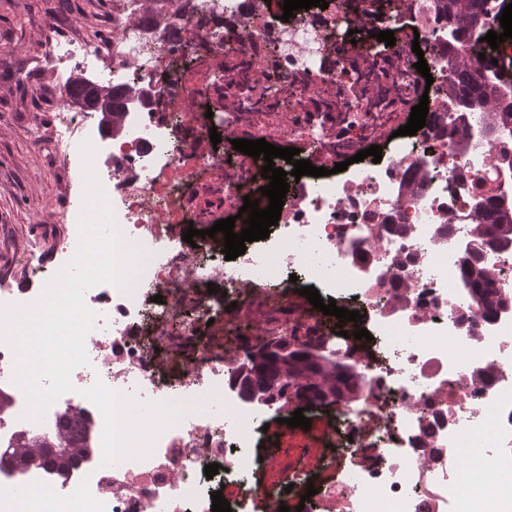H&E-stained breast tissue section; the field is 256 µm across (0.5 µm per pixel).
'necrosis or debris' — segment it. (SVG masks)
<instances>
[{
  "label": "necrosis or debris",
  "mask_w": 512,
  "mask_h": 512,
  "mask_svg": "<svg viewBox=\"0 0 512 512\" xmlns=\"http://www.w3.org/2000/svg\"><path fill=\"white\" fill-rule=\"evenodd\" d=\"M328 2L275 24L271 0H189L180 10L159 0L148 21L141 0H121L112 16L116 38L46 43L60 63L86 55L110 75L131 73L159 102L132 113L112 140L111 172L98 176L139 274L129 294L85 291L94 329L85 341L88 362L72 371V383L83 390L100 382L141 403L184 405L209 396L215 404L185 414L146 458L105 467L94 453L72 468L66 489L49 490L52 476L40 469L0 471V512H22L20 489L31 485L44 487L48 512L76 504L82 512H211L213 494L228 483L239 491L232 512H246L257 473L271 467L252 448L269 411L280 406L247 404L233 385L237 360L254 342L238 343L235 357L224 360L206 340L187 357L172 350L171 339L196 336L212 318L232 324L258 290L280 292L293 275L354 299L372 340L364 346L338 335L309 309L279 326L280 339L296 326L310 328L324 355H352L370 382L365 401L330 402L335 424L322 437L328 454L320 475L298 467L287 483L314 484L315 512H460L451 490L468 450L478 448L481 467L471 478L482 483L488 512H512V499L502 495L512 486V304L484 317L460 274L477 201L491 198L512 210V124L492 121L485 109L458 117L448 71L450 57L472 60L475 76L496 88L498 107L512 105V39L495 50L484 40L500 31L507 0H484L477 27L461 39L437 0H392L386 9L376 0ZM407 21L419 33L430 77L414 66ZM385 30L396 42L373 55V36ZM190 48L199 64L219 55L230 62L224 81L240 104L224 114L227 137L274 140L259 115L288 112L303 159L328 170L290 183L269 237L230 261L223 234L192 247L168 231L190 221V175L215 162L195 154L185 133L181 102L200 96L196 78L165 77ZM269 77L277 93L265 98ZM424 96L429 112L416 135L384 150L380 162H354ZM312 110L325 122L300 120ZM167 112L177 121L164 120ZM343 161L348 169L335 172ZM263 166L247 155L225 163V206L250 198L267 208ZM157 294L162 302H154ZM14 373V354L0 343V394L15 402L0 415V446L34 430ZM213 463L220 470L206 477Z\"/></svg>",
  "instance_id": "obj_1"
}]
</instances>
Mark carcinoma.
<instances>
[{
	"mask_svg": "<svg viewBox=\"0 0 512 512\" xmlns=\"http://www.w3.org/2000/svg\"><path fill=\"white\" fill-rule=\"evenodd\" d=\"M481 0H446L448 13L457 17L459 31L475 26L479 18ZM456 77V98L466 106L480 105L487 100L483 87L477 83L470 63L456 57L449 60ZM473 234L475 247L467 251L463 265V282L475 302L490 314L502 306L493 282L480 266L481 253L477 245L491 237L498 244H512V218L499 214L496 203L482 200L474 215ZM266 352L257 360L247 353L239 362L235 385L242 398L257 397L265 402L275 397L288 396V400L339 397L348 402L364 399L363 379L355 371L349 357L332 360L323 355L310 336H291L265 345ZM92 428L76 415L64 416L56 421L55 436L41 439L34 435L16 441L15 448L25 453L40 454L53 445L71 448L74 455L84 459L91 447Z\"/></svg>",
	"mask_w": 512,
	"mask_h": 512,
	"instance_id": "cac0c4a2",
	"label": "carcinoma"
}]
</instances>
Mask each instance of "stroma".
<instances>
[{
	"instance_id": "35a3bbf8",
	"label": "stroma",
	"mask_w": 512,
	"mask_h": 512,
	"mask_svg": "<svg viewBox=\"0 0 512 512\" xmlns=\"http://www.w3.org/2000/svg\"><path fill=\"white\" fill-rule=\"evenodd\" d=\"M114 7V0H0V280L8 287L31 291L41 287V276L19 271L21 258L34 242L43 246V274L52 272L57 263L53 251L60 225L57 211L78 186L80 150L55 155L43 140L54 124L48 105L53 88L59 81L82 77L83 72L59 67L42 43L43 31L51 23L64 38L77 40L92 32L111 39L113 29L107 20ZM223 177L219 168L197 176L186 197L193 223L171 225L172 235L182 236L191 227L206 230L227 218L214 194ZM286 291L283 298L274 294L261 298L250 316L254 336H265L268 329L308 307L307 297L299 295L294 285H287ZM295 409L289 403L269 414V427L257 449L286 445L309 467H317L324 454L318 437L333 426L334 418L326 410L308 408L304 415L311 420L310 429H285L282 421Z\"/></svg>"
}]
</instances>
